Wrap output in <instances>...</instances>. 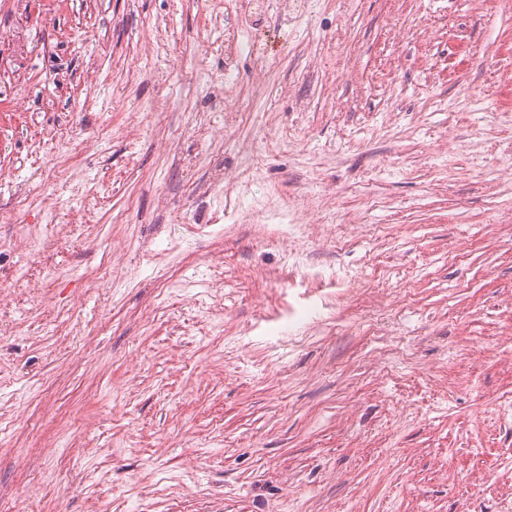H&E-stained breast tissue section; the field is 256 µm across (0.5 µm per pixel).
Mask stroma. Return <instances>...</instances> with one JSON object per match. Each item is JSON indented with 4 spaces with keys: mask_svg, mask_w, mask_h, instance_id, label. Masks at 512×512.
<instances>
[{
    "mask_svg": "<svg viewBox=\"0 0 512 512\" xmlns=\"http://www.w3.org/2000/svg\"><path fill=\"white\" fill-rule=\"evenodd\" d=\"M218 3L0 0V512H512V0H267L229 82ZM96 208L97 202L95 200H88L80 213H66L63 215L51 214V223L54 224L53 227L55 229V241H66L70 236L72 224L82 223V220L87 216L84 220V223H86L91 217H93Z\"/></svg>",
    "mask_w": 512,
    "mask_h": 512,
    "instance_id": "stroma-1",
    "label": "stroma"
}]
</instances>
